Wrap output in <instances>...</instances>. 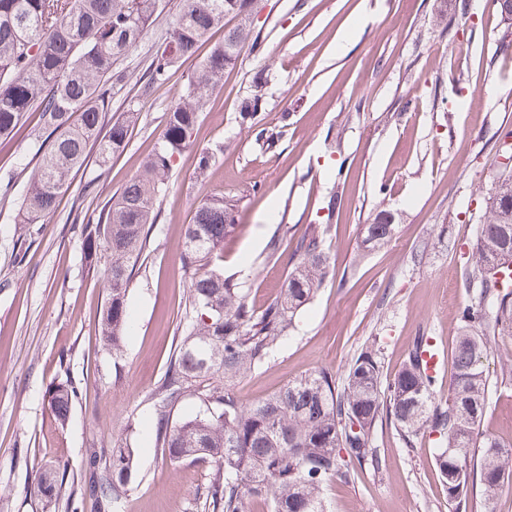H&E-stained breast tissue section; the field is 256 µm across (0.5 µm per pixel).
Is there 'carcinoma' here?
I'll use <instances>...</instances> for the list:
<instances>
[{
    "mask_svg": "<svg viewBox=\"0 0 512 512\" xmlns=\"http://www.w3.org/2000/svg\"><path fill=\"white\" fill-rule=\"evenodd\" d=\"M169 0H0V139L26 130L28 114L39 113V129L29 133L38 166L31 171L15 217L17 224H44L69 191L73 173L94 163L105 167L125 150L140 112L134 105L104 123L112 91L128 81L113 68L116 55L137 47L143 32L165 11ZM258 0H184L140 81L144 91L162 84L216 29L213 43L183 92L167 111L165 131L155 151L118 195L99 210L96 222L82 226L84 258L101 270L107 302L101 319L103 344L118 355L127 326V285L143 254L156 203L169 182L174 158L194 143L202 112L223 84L224 71L237 65L249 37L245 17ZM234 20L228 28L224 21ZM264 98L254 83L243 102L241 124L255 141L271 146L280 131L255 122ZM496 206L484 212L466 268L462 330L452 352L448 397L436 400L438 376L429 373L423 354L429 345L414 341L408 360L391 377L369 347L352 361L345 381L325 371L285 384L269 397L239 404L227 387L262 363L309 303L329 267L324 237L315 227L297 241L299 261L281 296L261 312L232 279L211 269L213 257L234 230L235 205L207 196L186 225L183 267L191 271L188 300L194 316L168 371L152 393L158 419L156 449L173 465L185 461L213 464L206 499L212 512H251L258 499L270 512H327L323 490L347 466H379L369 437L386 415L405 444L421 433H436L435 464L446 483L448 504L467 508L470 487L479 485L484 512H495L499 498L512 490V448L485 438L476 449L491 383L485 368L488 336L512 335V270L498 263L512 252V174L491 188ZM376 214L363 229L374 249L391 237L394 225ZM501 273L500 287L488 271ZM199 395L205 409L172 425L169 415L187 395ZM77 392L60 383L50 393V409L64 422ZM450 448H462L459 455ZM91 453L86 461L89 495L103 505L117 502L131 474L128 448L112 449V462ZM41 494L56 499L66 484L68 464L49 466Z\"/></svg>",
    "mask_w": 512,
    "mask_h": 512,
    "instance_id": "1",
    "label": "carcinoma"
}]
</instances>
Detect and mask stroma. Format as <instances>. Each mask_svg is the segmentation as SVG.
<instances>
[{"label": "stroma", "instance_id": "1", "mask_svg": "<svg viewBox=\"0 0 512 512\" xmlns=\"http://www.w3.org/2000/svg\"><path fill=\"white\" fill-rule=\"evenodd\" d=\"M181 0L116 55L128 82L112 94L111 116L134 104L140 121L109 166H89L47 223L15 222L17 204L38 158L29 139L0 143V512H204L213 467L170 465L155 448L150 395L174 358L192 317L181 263L184 230L205 196L236 205V230L218 262L264 309L297 262L307 225L325 227L330 257L314 299L263 363L231 385L240 404L267 398L288 381L325 370L343 379L363 347L384 370L399 371L416 337L453 347L467 300L463 274L489 190L508 155L499 140L512 128V33L484 0H259L252 16L258 46H244L236 67L203 112L193 148L174 162L159 216L127 286L132 327L121 355L98 329L106 291L89 269L74 199L93 183L107 200L158 146L165 114L188 74L189 59L168 81L141 94L137 80L165 38ZM445 15L447 27L437 25ZM266 82L257 119L281 129L271 149L241 129L240 104L254 79ZM480 100L472 120L468 108ZM225 143L205 183L197 152ZM395 219L383 246L364 251L361 232L379 211ZM281 251L268 257L271 236ZM492 393L482 433L512 446V375L497 356L485 363ZM69 382L78 396L54 422L49 390ZM370 445L381 459L324 488L328 512H449L432 437L406 446L379 420ZM127 446L135 470L119 508L85 491L91 451ZM69 464L73 494L46 502L44 464Z\"/></svg>", "mask_w": 512, "mask_h": 512}]
</instances>
